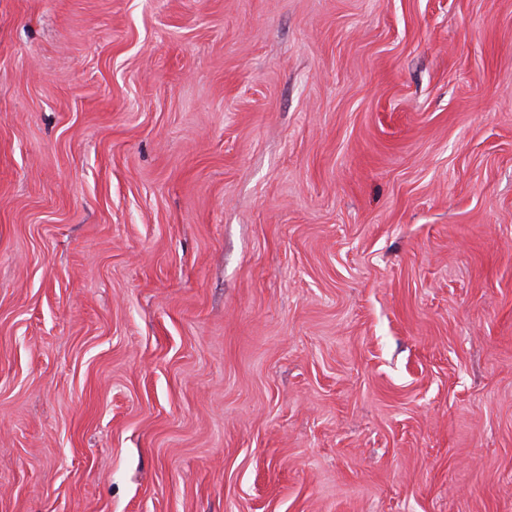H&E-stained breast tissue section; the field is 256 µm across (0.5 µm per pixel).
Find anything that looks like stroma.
<instances>
[{
	"mask_svg": "<svg viewBox=\"0 0 512 512\" xmlns=\"http://www.w3.org/2000/svg\"><path fill=\"white\" fill-rule=\"evenodd\" d=\"M0 512H512V0H0Z\"/></svg>",
	"mask_w": 512,
	"mask_h": 512,
	"instance_id": "obj_1",
	"label": "stroma"
}]
</instances>
